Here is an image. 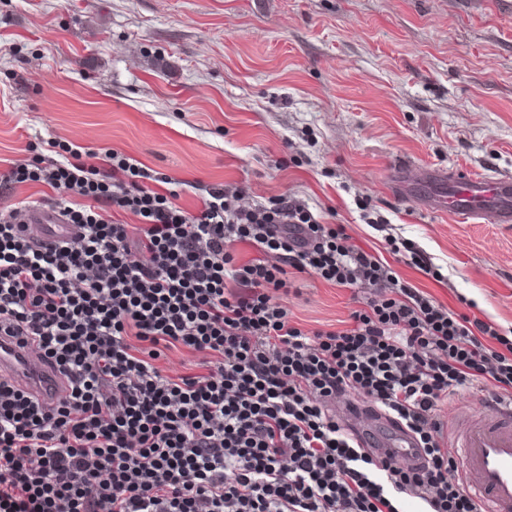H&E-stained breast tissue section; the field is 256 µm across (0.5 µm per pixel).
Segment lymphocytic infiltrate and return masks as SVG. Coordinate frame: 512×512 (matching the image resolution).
I'll return each mask as SVG.
<instances>
[{
  "instance_id": "lymphocytic-infiltrate-1",
  "label": "lymphocytic infiltrate",
  "mask_w": 512,
  "mask_h": 512,
  "mask_svg": "<svg viewBox=\"0 0 512 512\" xmlns=\"http://www.w3.org/2000/svg\"><path fill=\"white\" fill-rule=\"evenodd\" d=\"M61 140L0 171L36 183L79 235L34 248L0 213V336L33 341L69 392L50 404L0 377V512H482L438 436L464 386L512 399V339L409 283L298 200L209 193ZM122 211L136 225L115 222ZM258 245L246 262L238 244ZM352 291L350 323L303 329L293 273ZM196 370L169 376V350ZM356 395L411 433L419 465L361 445L336 419Z\"/></svg>"
}]
</instances>
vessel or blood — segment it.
<instances>
[{
  "instance_id": "b4317fda",
  "label": "vessel or blood",
  "mask_w": 512,
  "mask_h": 512,
  "mask_svg": "<svg viewBox=\"0 0 512 512\" xmlns=\"http://www.w3.org/2000/svg\"><path fill=\"white\" fill-rule=\"evenodd\" d=\"M396 182L405 189L421 188L424 208L448 211L455 219L476 224L492 219L512 224V177L489 178L465 170L453 173L437 168L404 167ZM34 243L50 246L75 235L73 225L59 223L51 209L24 216ZM0 376L30 383L39 396L63 392L64 386L50 369L22 349L0 339ZM455 438L449 449L466 486L484 512H512V400L492 402L487 412H461L453 421Z\"/></svg>"
}]
</instances>
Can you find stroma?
<instances>
[{
	"mask_svg": "<svg viewBox=\"0 0 512 512\" xmlns=\"http://www.w3.org/2000/svg\"><path fill=\"white\" fill-rule=\"evenodd\" d=\"M53 139L178 181L189 212L208 189L291 196L450 310L512 331V224L454 223L388 178L512 176V0H0V167ZM298 285L281 299L296 323L349 324L350 290ZM487 397L442 401L443 441Z\"/></svg>",
	"mask_w": 512,
	"mask_h": 512,
	"instance_id": "1",
	"label": "stroma"
}]
</instances>
